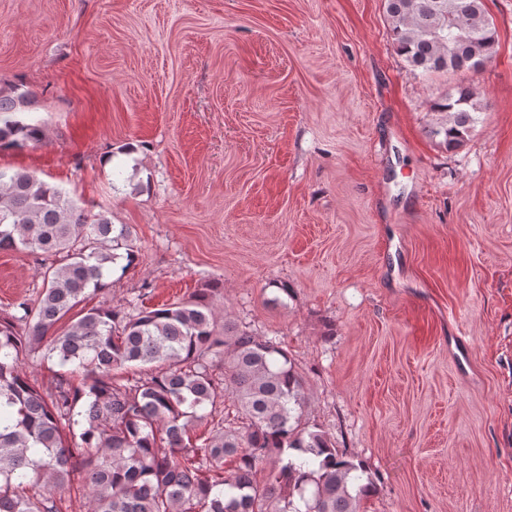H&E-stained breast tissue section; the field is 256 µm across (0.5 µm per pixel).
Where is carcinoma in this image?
I'll use <instances>...</instances> for the list:
<instances>
[{
  "label": "carcinoma",
  "instance_id": "1",
  "mask_svg": "<svg viewBox=\"0 0 512 512\" xmlns=\"http://www.w3.org/2000/svg\"><path fill=\"white\" fill-rule=\"evenodd\" d=\"M386 12L397 52L423 77L494 58L483 0H386ZM35 104L22 84L0 89V152L42 140ZM433 110L444 118L431 134L450 151L482 112L463 82ZM0 250L51 261L38 296L0 318V512H60L57 493L76 482L89 512H362L371 474L302 422L309 393L279 342L227 319L218 327L219 284L162 308L132 301L70 317L119 260L123 272L135 262L133 231L22 169L0 168ZM41 348L61 369L48 393L21 368ZM154 363L161 370L139 378L114 374ZM221 386L237 416L199 444L190 430L215 412ZM228 458L235 466L225 470Z\"/></svg>",
  "mask_w": 512,
  "mask_h": 512
}]
</instances>
